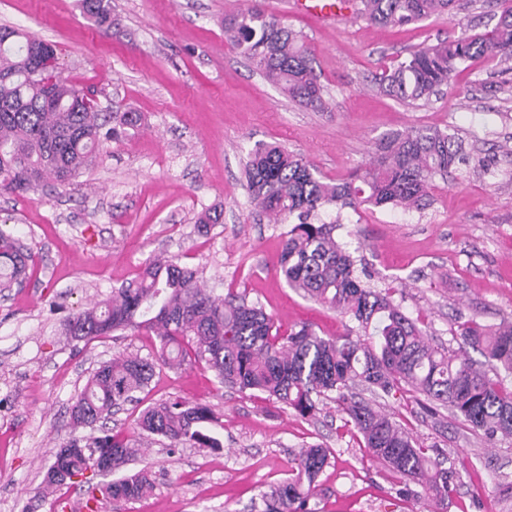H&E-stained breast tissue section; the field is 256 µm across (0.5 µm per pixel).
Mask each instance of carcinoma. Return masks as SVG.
<instances>
[{"label":"carcinoma","mask_w":512,"mask_h":512,"mask_svg":"<svg viewBox=\"0 0 512 512\" xmlns=\"http://www.w3.org/2000/svg\"><path fill=\"white\" fill-rule=\"evenodd\" d=\"M94 25L112 29L111 0H78ZM368 23L400 27L435 14L456 16L463 0H361ZM501 12L485 32L439 39L375 75L374 86L413 105L451 86L459 65L477 56L512 62V0H497ZM224 34L270 82L291 100L327 109L313 58L301 35L258 6L224 14ZM55 46L21 27L0 25V193H25L53 183L71 186L102 157L106 144L140 124L137 112H101L90 93L42 65L41 53ZM464 161L462 145L448 133L413 128L381 138L368 166L341 183L316 177L299 154L274 144L250 153L245 176L250 198L276 224H290L277 260L279 275L314 301L357 323L358 336L325 338L304 324L280 334L271 315L245 297L208 291L197 272L172 260L150 258L140 278L112 289L109 297L87 304L65 322L68 334L89 343L118 331H148L158 340L154 358L122 355L101 363L73 402L74 424L106 427L113 412L140 401L158 366L179 369L186 362L184 342L196 345V361L214 372L218 383L238 392L257 391L302 418L319 411L321 399L336 403L346 422L362 436L370 457L423 488L437 501L452 491L455 473L446 459L428 454L396 421L373 409L363 393L387 397L413 392L425 397L430 412L441 406L486 437H512V387L498 370L512 374V323L487 327L470 322L463 342L485 351L494 375L476 366L464 348L431 343L395 304L393 289L379 288L358 273L356 260L334 237L336 221L316 222L327 205L419 207L432 179ZM31 254L0 226V288L24 281ZM218 418L204 405L180 400L149 405L139 412L140 434L168 441V447H219L211 435ZM134 443L120 433H104L77 447L65 445L44 473L42 488L55 493L65 482L58 469L78 477L89 512L102 501H132L149 493L154 473L141 469L106 485L82 479L97 460L108 473L126 468ZM330 464L321 445L301 449L288 479L261 496L262 512H318V477Z\"/></svg>","instance_id":"carcinoma-1"}]
</instances>
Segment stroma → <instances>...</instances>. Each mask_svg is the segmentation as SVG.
I'll return each mask as SVG.
<instances>
[{"mask_svg": "<svg viewBox=\"0 0 512 512\" xmlns=\"http://www.w3.org/2000/svg\"><path fill=\"white\" fill-rule=\"evenodd\" d=\"M253 5L302 33L328 110L289 100L227 42L225 13ZM112 11L120 26L104 33L77 0H0V25L52 42L63 77L95 87L103 111L142 115L78 185L0 195V224L33 256L24 287L0 296V512H77L84 504L76 486L54 502L40 496L56 449L96 434L73 424L72 401L100 363L121 353L153 356L157 340L142 331L85 344L68 339L63 321L134 280L150 256L197 270L218 293L245 294L281 332L309 324L327 337L351 328L349 317L278 275L288 227L268 223L250 202L244 165L256 144L302 154L336 183L367 166L386 134L431 127L454 135L484 169L435 176L418 210L359 206L327 215L340 219L337 241L362 258L374 283L394 288L432 342L456 348L465 323L512 322V71L483 58L466 62L452 93L413 106L372 82L375 71L424 45L493 26L491 0L403 28L358 16L324 24L296 14L291 0H112ZM207 209L222 211L223 221L202 229L197 218ZM140 398L111 426L136 440L128 469H151L156 488L133 502L105 501L102 512H254L262 492L287 478L294 454L312 444L332 455L318 479L319 512H512V498L499 491L512 481V438H486L445 410L431 417L413 393L387 399L384 409L418 444L448 457L455 487L441 505L402 495V479L369 460L335 404L305 420L264 394L221 387L201 363L157 367ZM175 398L212 409L221 449L172 451L139 438L140 407Z\"/></svg>", "mask_w": 512, "mask_h": 512, "instance_id": "obj_1", "label": "stroma"}]
</instances>
